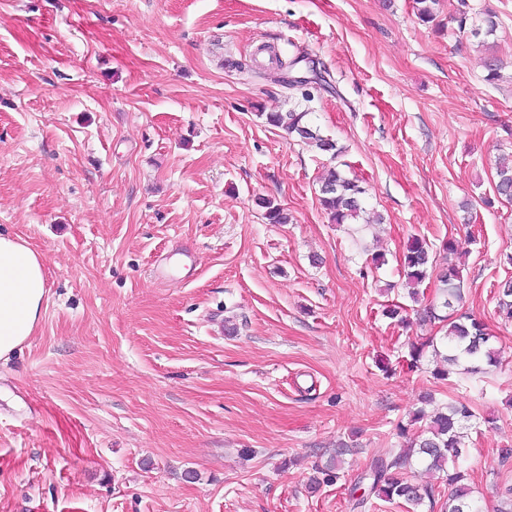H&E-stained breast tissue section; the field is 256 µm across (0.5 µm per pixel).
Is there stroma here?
I'll return each mask as SVG.
<instances>
[{
    "instance_id": "35a3bbf8",
    "label": "stroma",
    "mask_w": 512,
    "mask_h": 512,
    "mask_svg": "<svg viewBox=\"0 0 512 512\" xmlns=\"http://www.w3.org/2000/svg\"><path fill=\"white\" fill-rule=\"evenodd\" d=\"M467 3L498 16L497 83L458 0L430 23L412 0H0V233L47 278L33 335L0 360V512H407L357 481L422 433L427 392L475 414L482 512L512 497V204L494 198L512 0ZM262 43L329 71L312 120L383 223L330 222L329 158L263 119L302 97L255 62ZM412 237L456 241L498 366L439 380L427 350L410 367L441 330L401 284ZM344 444L340 480L310 491Z\"/></svg>"
}]
</instances>
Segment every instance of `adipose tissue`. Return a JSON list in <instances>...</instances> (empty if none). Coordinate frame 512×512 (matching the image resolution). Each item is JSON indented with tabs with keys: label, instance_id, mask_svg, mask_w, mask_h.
<instances>
[{
	"label": "adipose tissue",
	"instance_id": "adipose-tissue-1",
	"mask_svg": "<svg viewBox=\"0 0 512 512\" xmlns=\"http://www.w3.org/2000/svg\"><path fill=\"white\" fill-rule=\"evenodd\" d=\"M46 292L44 263L25 243L0 235V360L32 335Z\"/></svg>",
	"mask_w": 512,
	"mask_h": 512
}]
</instances>
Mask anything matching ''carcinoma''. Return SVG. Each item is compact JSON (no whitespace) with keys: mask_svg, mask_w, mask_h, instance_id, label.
Returning <instances> with one entry per match:
<instances>
[{"mask_svg":"<svg viewBox=\"0 0 512 512\" xmlns=\"http://www.w3.org/2000/svg\"><path fill=\"white\" fill-rule=\"evenodd\" d=\"M414 4L420 19L430 22L435 16L436 6L440 4V0H414ZM467 16L468 12L459 11V32L468 38L478 40V45L485 48V81L493 83L501 78L503 68L502 59L488 43V37L496 32L498 26L497 15L487 10L483 12V17L477 25L467 24ZM310 115L311 112L307 109L299 110L293 107L284 112H267L265 120L268 125L297 136L303 143L321 153L328 154L333 159L337 158L342 153V148L335 140L321 134L320 129L312 123ZM319 192L320 205L334 224H352L364 213L365 188L359 180L345 176L337 167L331 168L328 175L321 180ZM494 194L501 199L512 201V162L497 164ZM256 204L264 209L263 216L267 223H288V213L281 205L268 198H260ZM401 266L408 294L416 301L420 295L419 288L429 279L431 255L426 239L415 237L409 242ZM440 282L441 307L450 310V313L441 316L437 314L434 305L424 309V317L447 323L443 336L447 347L446 355H440L434 340L428 341L434 355L442 356L443 365L434 370V376L440 379L447 377L450 366H461L464 372L475 373L478 365L483 362L493 365L497 361V351L490 343L491 336L486 324L472 314L456 312L455 305L462 300L463 288L459 265L448 264ZM473 417L471 408L462 401L450 406L446 413L434 414L430 417L427 435L414 444V450L402 451L389 460L377 459L370 464L362 477V480L367 482L369 491L389 501L401 500L414 508L421 505L424 497L431 495V489L404 476V470L412 465V458L418 456L425 463V472L446 473L447 512H480V507L471 495V488L467 483L468 472L464 466L467 448L463 429Z\"/></svg>","mask_w":512,"mask_h":512,"instance_id":"1","label":"carcinoma"}]
</instances>
